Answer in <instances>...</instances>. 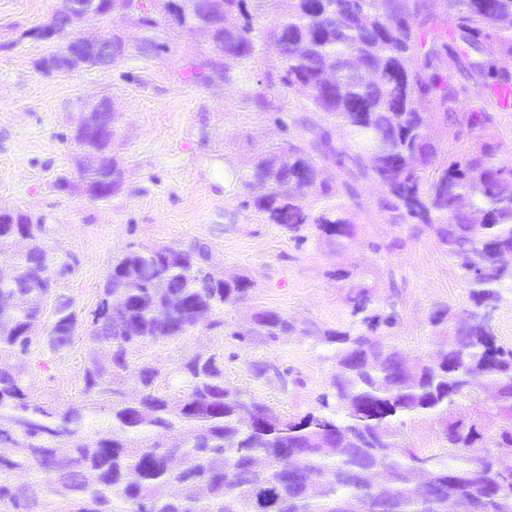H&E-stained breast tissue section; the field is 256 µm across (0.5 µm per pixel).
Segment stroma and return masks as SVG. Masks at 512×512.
Returning <instances> with one entry per match:
<instances>
[{"mask_svg": "<svg viewBox=\"0 0 512 512\" xmlns=\"http://www.w3.org/2000/svg\"><path fill=\"white\" fill-rule=\"evenodd\" d=\"M58 4L0 0V207L42 220L51 251L76 258L61 291L78 308L92 307L109 261L129 244L206 242L219 272L255 283L249 300L225 312L227 328L247 327L260 309L277 311L297 326L271 345L225 342L227 385L294 417L316 407L330 379L331 350L318 334L350 327L346 296L360 283L392 296L399 314L393 339L409 356L435 350L430 314L439 306L466 305L467 284L457 260L433 236L419 225L391 222L378 205L381 186L349 177L333 160L317 156L332 193L327 199L310 194L307 204L316 213L334 208L355 224V237L339 242L313 230L306 240H295L247 205V191L234 173L249 165L253 145L299 136V119L323 121L298 100L289 101L281 125L258 106L256 96L276 93L263 81L276 66L272 50L261 49L250 62L248 86L214 76L195 79L189 67L207 59L205 44L173 30L172 55L151 56L139 50L141 31L109 17L106 26L126 42L117 63L48 75L38 68L47 44L31 32ZM450 74L468 88L458 111L489 112V131L500 144L497 159L512 164V109L488 104L478 79L459 68ZM246 91L252 102H243ZM103 98L112 103L111 157L123 182L108 199L94 200L78 176L81 151L74 137L87 106ZM60 177L70 181L69 192L55 189ZM213 340V331L202 328L185 340L146 346L139 356L169 367ZM254 361L271 365L274 375L255 378ZM78 364L74 348L47 358L32 377L34 392L61 403L77 398Z\"/></svg>", "mask_w": 512, "mask_h": 512, "instance_id": "35a3bbf8", "label": "stroma"}]
</instances>
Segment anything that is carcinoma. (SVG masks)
<instances>
[{"mask_svg":"<svg viewBox=\"0 0 512 512\" xmlns=\"http://www.w3.org/2000/svg\"><path fill=\"white\" fill-rule=\"evenodd\" d=\"M215 0L204 20L232 18L224 41L210 43L195 6L141 0L117 8L147 29L145 50L171 51L167 27L200 37L226 84L246 80L261 46L278 58L262 99L271 112L285 98L305 101L333 126H306L311 141L258 149L237 174L268 223L305 239L314 229L352 239L355 225L302 202L310 188L329 195L310 152L347 173L384 187L382 207L395 224L423 225L456 258L469 303L439 306L430 324L441 337L433 356L408 363L391 341L398 323L392 297L360 284L347 302L352 327L320 335L332 347L335 371L318 408L293 417L232 389L224 380V337L171 370L134 356L153 343L176 341L200 328H224L220 314L250 297L247 277L214 271L210 247L130 245L112 257L96 304L83 317L58 283L75 262L59 261L45 245L46 227L21 211L0 208V508L3 512H445L478 499L479 512H512V346L500 342L495 311L512 285V266L492 251L512 245V165L496 162L499 144L484 131L485 111L457 116L466 87L448 67L467 59L487 94L512 106V0ZM70 39L54 30L46 72ZM100 112L84 113L75 141L79 175L94 200L109 198L122 171L106 153L115 133ZM452 126L457 140L479 145L460 160L436 166L432 127ZM369 165H364V160ZM86 320L79 398L51 403L31 389L36 355L73 347ZM296 331L277 311L260 309L252 326L227 332L247 345L275 343ZM178 375L181 386L169 385ZM496 423L484 418L485 393ZM423 417L438 426L441 451L405 445L401 426ZM95 435L83 436L91 419ZM30 472L16 483V471Z\"/></svg>","mask_w":512,"mask_h":512,"instance_id":"1","label":"carcinoma"}]
</instances>
